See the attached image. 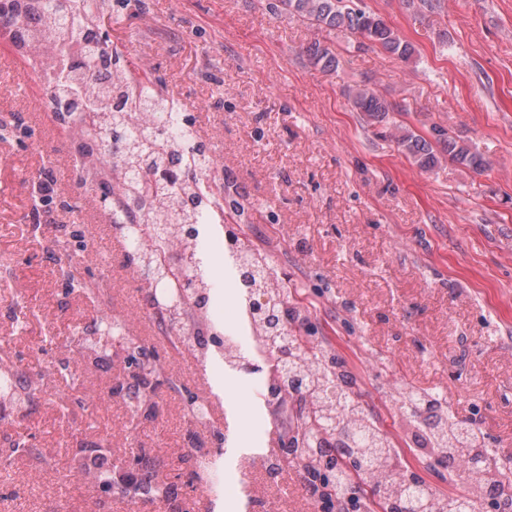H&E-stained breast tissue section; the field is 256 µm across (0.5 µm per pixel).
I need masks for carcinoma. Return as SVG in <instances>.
I'll return each instance as SVG.
<instances>
[{"label":"carcinoma","instance_id":"1","mask_svg":"<svg viewBox=\"0 0 512 512\" xmlns=\"http://www.w3.org/2000/svg\"><path fill=\"white\" fill-rule=\"evenodd\" d=\"M31 13H18L13 25L16 45L37 62L41 44L52 42L64 50L70 68L49 80V101L66 106L64 118L81 152L104 151V176L91 185L99 190L97 200L112 209V228L126 243V257L149 286L148 300L159 322L176 330L193 329L198 335L211 333L206 309L212 285L208 280L209 255L202 240L207 226L224 225V269L236 289L243 325L256 338L251 349L265 358L274 375L267 392L258 393L266 402L294 401L301 404L290 417L289 434L299 457L306 462L339 464L349 457L365 468L370 490L350 481L340 470L324 484L325 493L341 503L352 494L369 501V512H376L375 498L389 505L390 512H473L477 489L445 494L431 489L416 472L403 483L389 479V468L401 463V451L382 429L380 419L363 403L357 380L338 354L313 348L290 322L292 292L279 278L269 257L252 243L242 225L226 223V217L240 218L244 206L227 193L215 197L205 193L201 183L212 163V151L197 139L191 122L176 105L150 84L135 82L127 61L112 51L108 43L81 38L99 12V0H29ZM276 15H297L331 34L346 30L407 61L415 49L378 14L355 5L353 0H268ZM314 69L328 73L339 65L336 54L325 40H314L303 47ZM348 99L384 137L423 170L435 168L440 158L434 145L442 146L448 159L481 172L490 162L478 151L434 125L430 136L417 134L390 119L399 111L396 104L366 86L348 90ZM95 114L96 129L83 126L82 116ZM150 226L153 248L140 247V225ZM112 335L124 330L116 319L95 325L96 355H106L102 332ZM139 361L132 375L130 400L139 392L154 388L159 374L154 360L144 349L132 348ZM224 370L248 371L244 353H217ZM447 400L438 392H405L399 415L408 431L425 430L435 448L445 449L441 460L449 462L455 449L468 453L473 471L487 477V484L498 495L512 497V463L496 461L488 448L470 446L472 426L458 422L444 410ZM98 456L90 453L76 459L77 468L100 486L110 489L109 472L98 469ZM173 485L150 476L131 487L134 495L151 501L171 498Z\"/></svg>","mask_w":512,"mask_h":512}]
</instances>
